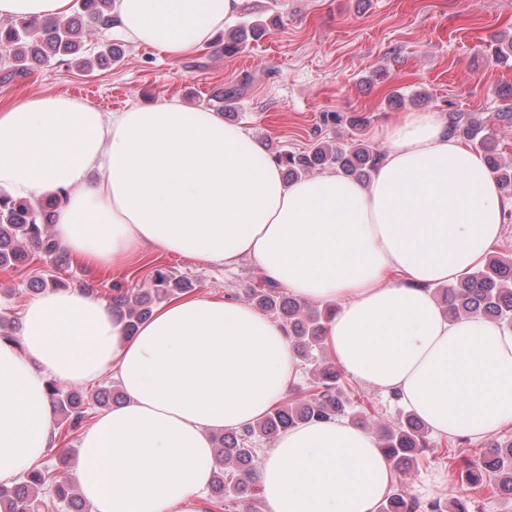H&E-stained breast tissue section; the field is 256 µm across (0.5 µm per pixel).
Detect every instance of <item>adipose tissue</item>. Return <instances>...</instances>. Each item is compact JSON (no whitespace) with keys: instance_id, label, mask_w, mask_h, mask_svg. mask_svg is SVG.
<instances>
[{"instance_id":"obj_1","label":"adipose tissue","mask_w":512,"mask_h":512,"mask_svg":"<svg viewBox=\"0 0 512 512\" xmlns=\"http://www.w3.org/2000/svg\"><path fill=\"white\" fill-rule=\"evenodd\" d=\"M72 0H0V19H50ZM246 0H113L128 41L186 55L237 26ZM367 183L333 171L286 181L250 129L162 100L103 112L61 95L0 107V191L65 194L53 233L93 270L158 250L206 264L252 259L294 297L337 301L326 345L436 436L481 440L512 423V329L446 318L430 291L470 273L512 209L481 152L438 112L396 116ZM0 341V483L53 446L46 383L115 376L125 393L84 429L68 468L90 512H200L212 435L256 424L297 381L282 328L224 297L181 296L131 336L107 300L49 290ZM393 465L344 418L282 433L255 479L267 512H377Z\"/></svg>"}]
</instances>
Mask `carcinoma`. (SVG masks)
<instances>
[{
    "label": "carcinoma",
    "mask_w": 512,
    "mask_h": 512,
    "mask_svg": "<svg viewBox=\"0 0 512 512\" xmlns=\"http://www.w3.org/2000/svg\"><path fill=\"white\" fill-rule=\"evenodd\" d=\"M111 2L75 0L76 9L70 17L41 23L18 19L0 24V46L14 48L13 64L4 68L0 78L10 80L25 74L33 62L45 64L61 61L66 56L74 58L83 68H91L92 62L81 57L84 38L109 25L107 15ZM266 27L267 23L261 21L240 23L224 35V54L241 51L249 38L261 34ZM240 94V87H227L214 95L211 106L223 112L233 107ZM448 132L477 142L502 191L511 197L512 165L498 160V145L487 127L467 112L454 111L449 113ZM273 158L291 179L330 169L365 181L382 161L383 152L368 141L355 138L346 143L318 141L306 152L276 150ZM63 200L61 195L47 201L39 198L14 200L0 194V267H16L34 256L43 258L52 272L36 280L41 292L68 285L61 273L67 259L51 233V213ZM189 289L190 282L186 278L166 268H157L148 286L126 289L118 286L110 295L109 303L125 320L126 330L132 333L157 304ZM433 295L451 320L481 315L511 329L512 258L492 257L458 283L434 289ZM247 296L254 308L271 315L284 328L295 357L309 368L312 380L307 397L275 405L251 427L214 436L216 470L209 487L210 499L228 503V512H256L260 489L253 475L260 443L313 421L341 417L364 426L369 424L367 413L355 404L345 388L336 363L324 355L329 311L310 308L288 297L270 282L264 288L248 289ZM115 396L113 386H101L93 395V405L109 407ZM47 398L59 416V425L70 432L83 427L88 402L81 393L51 378L47 382ZM379 437L381 448L399 470L409 469L417 462V455L429 445L428 431L410 411L401 413L393 424L380 425ZM451 460L461 482L469 489L489 488L494 493L512 495V442L490 441L474 458L458 453ZM64 464L66 459L60 457L53 466L34 467L24 472L11 485L0 484V512H85L86 504L77 486L54 475ZM424 508L428 512H469L462 498L449 503L436 499L423 504L403 488L387 494L378 512H420Z\"/></svg>",
    "instance_id": "1"
}]
</instances>
